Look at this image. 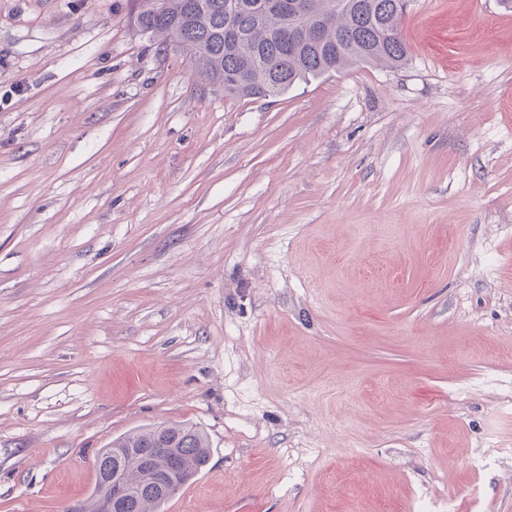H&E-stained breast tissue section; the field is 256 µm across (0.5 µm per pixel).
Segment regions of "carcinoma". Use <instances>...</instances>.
<instances>
[{
  "label": "carcinoma",
  "mask_w": 512,
  "mask_h": 512,
  "mask_svg": "<svg viewBox=\"0 0 512 512\" xmlns=\"http://www.w3.org/2000/svg\"><path fill=\"white\" fill-rule=\"evenodd\" d=\"M241 8L226 10V0H129L128 14L140 33L160 35L164 43L186 50L199 81L224 88L235 98L277 97L296 83L354 65L385 69L404 67L409 53L403 23L409 0H314L316 9L298 19L313 27L319 16L329 18L324 49L301 42L295 45L274 34L288 20L278 7L281 0H239ZM159 441L173 443L172 456L156 455L155 465L188 484L206 466L207 437L187 423L147 426L112 439L95 459V467L112 470V449H122L120 463L135 489L127 512H164L172 494L142 479L135 455ZM100 483L90 496L71 507L73 512H105Z\"/></svg>",
  "instance_id": "carcinoma-1"
}]
</instances>
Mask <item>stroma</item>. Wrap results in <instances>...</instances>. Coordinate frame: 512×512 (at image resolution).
Returning <instances> with one entry per match:
<instances>
[{"label": "stroma", "mask_w": 512, "mask_h": 512, "mask_svg": "<svg viewBox=\"0 0 512 512\" xmlns=\"http://www.w3.org/2000/svg\"><path fill=\"white\" fill-rule=\"evenodd\" d=\"M404 38L240 99L126 0H0V512L171 422L165 512H512V7Z\"/></svg>", "instance_id": "1"}]
</instances>
